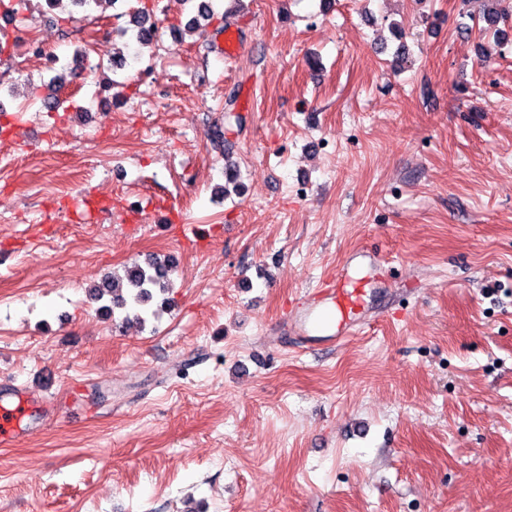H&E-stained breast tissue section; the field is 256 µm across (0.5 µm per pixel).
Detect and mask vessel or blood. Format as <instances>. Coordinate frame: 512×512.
Instances as JSON below:
<instances>
[{
  "mask_svg": "<svg viewBox=\"0 0 512 512\" xmlns=\"http://www.w3.org/2000/svg\"><path fill=\"white\" fill-rule=\"evenodd\" d=\"M367 277L338 274L332 283L319 286L316 296L296 329L309 342L336 344L362 327L360 314L369 292ZM32 402L24 391L5 389L0 394V445L11 444L22 434L30 417Z\"/></svg>",
  "mask_w": 512,
  "mask_h": 512,
  "instance_id": "vessel-or-blood-1",
  "label": "vessel or blood"
}]
</instances>
